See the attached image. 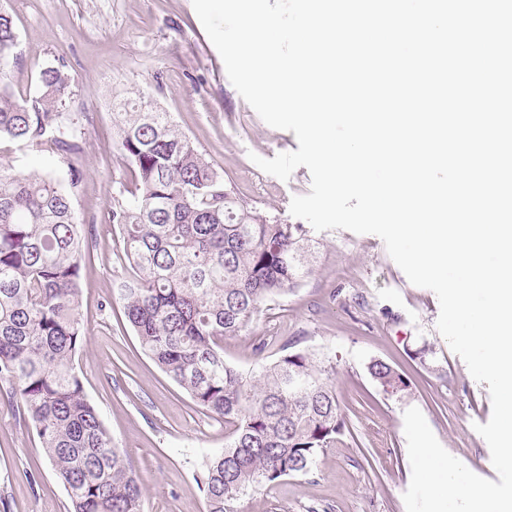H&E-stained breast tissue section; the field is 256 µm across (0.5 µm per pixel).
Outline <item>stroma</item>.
<instances>
[{"instance_id":"stroma-1","label":"stroma","mask_w":512,"mask_h":512,"mask_svg":"<svg viewBox=\"0 0 512 512\" xmlns=\"http://www.w3.org/2000/svg\"><path fill=\"white\" fill-rule=\"evenodd\" d=\"M17 33L15 91L36 88L40 69L64 64L80 113L83 180L74 197L91 258L83 262L86 340L76 356L85 392L144 489V512H205L196 477L223 451L227 431L143 349L113 286L128 276L118 231L107 219L130 176L115 147L119 103L141 99L174 123L224 176L231 192L268 218L294 223L292 197L308 194L311 174L283 181L252 158L296 150L294 133L267 125L231 84L192 0H0ZM23 173L70 183L65 163L0 140V161ZM313 272L261 306L240 335L225 338L224 360L244 372L284 349L310 348L336 366L347 425L311 472L240 497L237 512H406L411 480L403 414L419 408L440 444L475 474L497 480L475 424L492 406L436 328V294L413 285L381 238L344 229L308 230ZM411 381L391 393L370 376L371 361ZM68 497L31 425L0 398V512H65Z\"/></svg>"}]
</instances>
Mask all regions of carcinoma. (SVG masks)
Listing matches in <instances>:
<instances>
[{
    "instance_id": "carcinoma-1",
    "label": "carcinoma",
    "mask_w": 512,
    "mask_h": 512,
    "mask_svg": "<svg viewBox=\"0 0 512 512\" xmlns=\"http://www.w3.org/2000/svg\"><path fill=\"white\" fill-rule=\"evenodd\" d=\"M16 45L13 20L0 12V139L56 155L70 184L0 162V396L35 429L67 491V512H144V488L74 367L90 250L73 205L83 148L69 115L72 79L65 65L48 66L35 95L15 93ZM117 117L116 148L131 179L108 220L120 227L133 272L117 294L152 360L224 420L228 443L197 482L205 512H236L239 496L308 473L345 429L336 366L317 352L286 353L246 375L224 363V338L312 273L311 246L302 226L239 202L170 113L133 106ZM368 371L382 387L409 389L388 363Z\"/></svg>"
}]
</instances>
